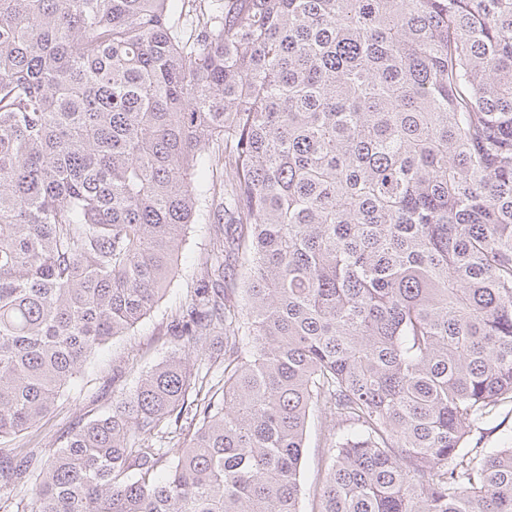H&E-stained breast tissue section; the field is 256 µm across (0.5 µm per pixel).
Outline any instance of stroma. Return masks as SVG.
<instances>
[{"label":"stroma","mask_w":512,"mask_h":512,"mask_svg":"<svg viewBox=\"0 0 512 512\" xmlns=\"http://www.w3.org/2000/svg\"><path fill=\"white\" fill-rule=\"evenodd\" d=\"M222 200L201 194L193 224L189 225L179 253L175 274L155 308L144 318L132 335L112 340L88 365L82 376L65 390L53 412L38 430L23 433L18 445L27 448H59L79 426L103 415L112 402V375L123 373L125 381L160 362L174 349L168 334L172 315L200 285L199 264L212 248L216 228L233 233V224H220ZM327 462L320 448L318 422H311L301 469V508L317 512V492Z\"/></svg>","instance_id":"stroma-1"}]
</instances>
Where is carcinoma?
<instances>
[{"instance_id":"obj_1","label":"carcinoma","mask_w":512,"mask_h":512,"mask_svg":"<svg viewBox=\"0 0 512 512\" xmlns=\"http://www.w3.org/2000/svg\"><path fill=\"white\" fill-rule=\"evenodd\" d=\"M0 0V493L26 512H512V0ZM222 168L244 303L62 448H11L157 305ZM199 363L191 362V356ZM182 445L170 455L164 440ZM483 427L486 431L480 448H501L512 437V402L500 405ZM319 432V424L315 417L308 429L307 446L304 450L301 469V508L303 512H317L319 507L317 492L327 469V460L322 455V448H320Z\"/></svg>"}]
</instances>
